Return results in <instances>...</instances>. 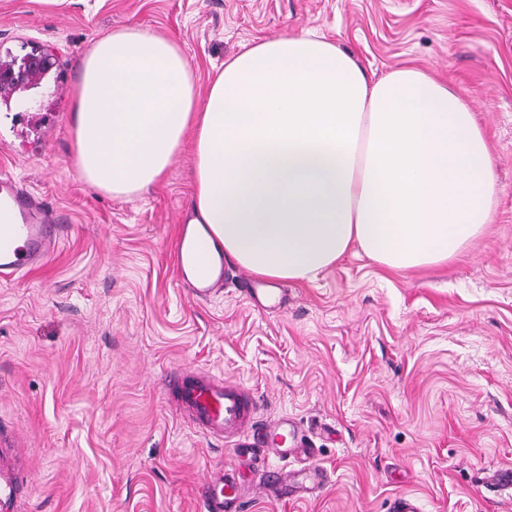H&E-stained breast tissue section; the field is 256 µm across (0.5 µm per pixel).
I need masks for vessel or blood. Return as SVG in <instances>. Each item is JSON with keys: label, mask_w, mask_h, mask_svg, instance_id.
<instances>
[{"label": "vessel or blood", "mask_w": 512, "mask_h": 512, "mask_svg": "<svg viewBox=\"0 0 512 512\" xmlns=\"http://www.w3.org/2000/svg\"><path fill=\"white\" fill-rule=\"evenodd\" d=\"M0 220L10 225L0 238V277L26 274L41 265L57 247L53 231L55 210L25 192L10 176L0 175ZM180 413L190 418L195 431L206 438L248 439L256 435L266 457L278 466L268 474L266 494L282 499L292 494H310L325 484L324 470L317 465L292 468L301 450L289 443L297 434L295 422L282 416L262 428L253 422L254 402L237 383L208 372L184 373L170 396ZM26 470L19 444L0 448V512H19L18 483ZM245 483L238 467L212 473L201 490L205 512H238Z\"/></svg>", "instance_id": "1"}]
</instances>
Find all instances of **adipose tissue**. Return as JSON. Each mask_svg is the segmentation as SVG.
Wrapping results in <instances>:
<instances>
[{"label":"adipose tissue","mask_w":512,"mask_h":512,"mask_svg":"<svg viewBox=\"0 0 512 512\" xmlns=\"http://www.w3.org/2000/svg\"><path fill=\"white\" fill-rule=\"evenodd\" d=\"M75 162L130 197L159 182L194 130L186 270L220 259L312 281L351 249L390 270L457 257L494 219L488 142L467 102L424 71L371 79L306 31L224 62L206 95L175 41L112 32L80 63Z\"/></svg>","instance_id":"obj_1"}]
</instances>
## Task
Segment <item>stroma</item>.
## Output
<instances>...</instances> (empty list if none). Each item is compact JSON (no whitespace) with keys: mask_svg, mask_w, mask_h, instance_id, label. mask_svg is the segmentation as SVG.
I'll return each instance as SVG.
<instances>
[{"mask_svg":"<svg viewBox=\"0 0 512 512\" xmlns=\"http://www.w3.org/2000/svg\"><path fill=\"white\" fill-rule=\"evenodd\" d=\"M138 27L179 42L207 89L252 42L314 30L371 76L402 66L473 107L495 164V217L458 259L393 271L351 251L284 307L225 278L195 300L173 248L194 194L193 143L161 182L114 198L74 164L72 90L101 36ZM56 66L22 112L0 100V171L63 217L58 249L0 280V431L24 444V512H202L209 473L235 464L166 399L177 371L241 383L260 420L299 429L328 482L239 512H512V0H0V56L32 45Z\"/></svg>","mask_w":512,"mask_h":512,"instance_id":"obj_1","label":"stroma"}]
</instances>
